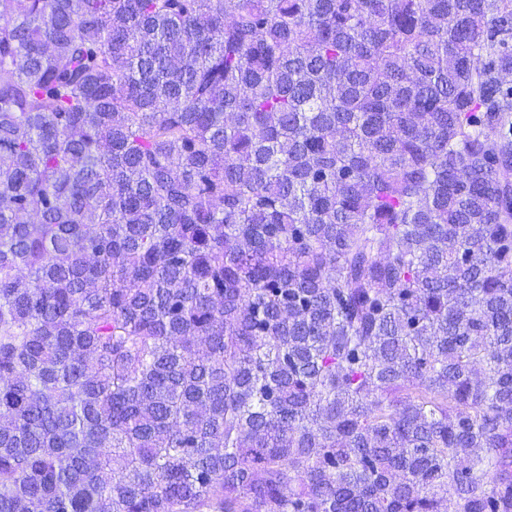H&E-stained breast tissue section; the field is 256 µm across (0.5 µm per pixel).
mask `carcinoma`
Masks as SVG:
<instances>
[{"instance_id": "obj_1", "label": "carcinoma", "mask_w": 512, "mask_h": 512, "mask_svg": "<svg viewBox=\"0 0 512 512\" xmlns=\"http://www.w3.org/2000/svg\"><path fill=\"white\" fill-rule=\"evenodd\" d=\"M0 512H512V0H0Z\"/></svg>"}]
</instances>
